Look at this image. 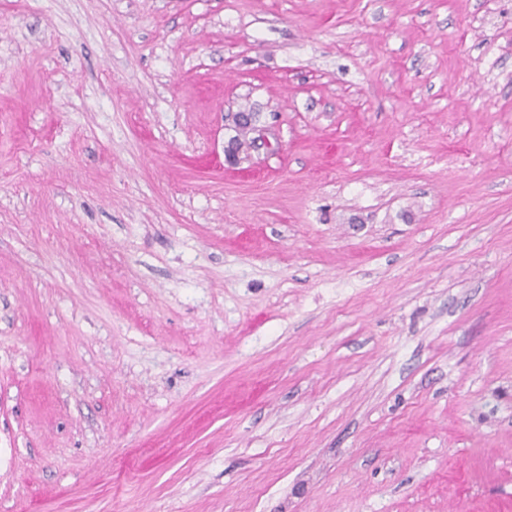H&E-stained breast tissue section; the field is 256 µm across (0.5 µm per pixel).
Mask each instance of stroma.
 Segmentation results:
<instances>
[{"mask_svg": "<svg viewBox=\"0 0 512 512\" xmlns=\"http://www.w3.org/2000/svg\"><path fill=\"white\" fill-rule=\"evenodd\" d=\"M0 512H512V0H0Z\"/></svg>", "mask_w": 512, "mask_h": 512, "instance_id": "stroma-1", "label": "stroma"}]
</instances>
